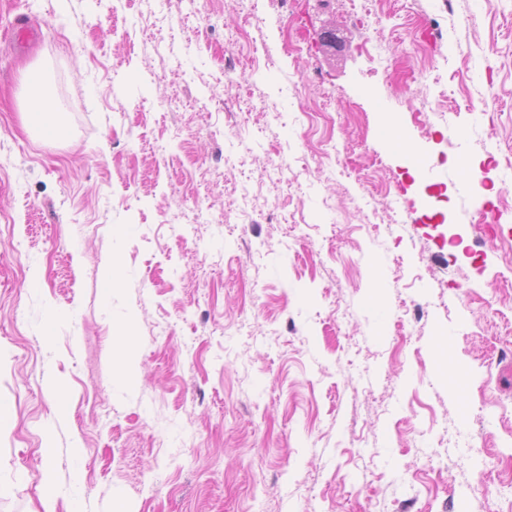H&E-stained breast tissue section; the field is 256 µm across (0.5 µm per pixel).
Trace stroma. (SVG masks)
<instances>
[{
    "mask_svg": "<svg viewBox=\"0 0 512 512\" xmlns=\"http://www.w3.org/2000/svg\"><path fill=\"white\" fill-rule=\"evenodd\" d=\"M247 7L0 0V512H512V0ZM38 73L39 71L36 69H31L25 75V83L29 89V93L25 99L23 111L25 112L29 123H31V121L34 122V115L36 114V111H49V114L53 117L57 128H62L64 125L63 116L61 113H51L55 111L49 99L41 90V81L36 77Z\"/></svg>",
    "mask_w": 512,
    "mask_h": 512,
    "instance_id": "stroma-1",
    "label": "stroma"
}]
</instances>
